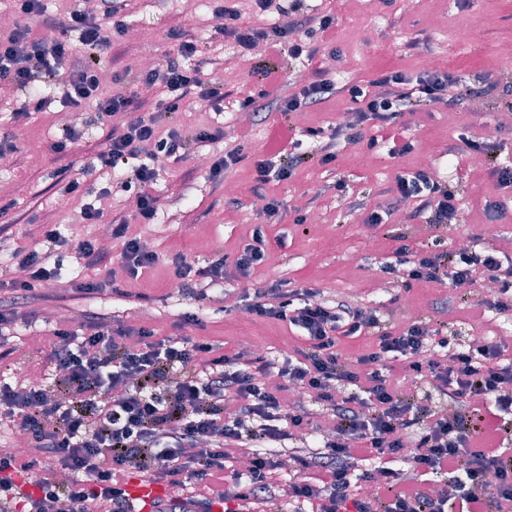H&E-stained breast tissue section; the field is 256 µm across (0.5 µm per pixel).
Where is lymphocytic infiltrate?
<instances>
[{"instance_id":"f902f5d3","label":"lymphocytic infiltrate","mask_w":512,"mask_h":512,"mask_svg":"<svg viewBox=\"0 0 512 512\" xmlns=\"http://www.w3.org/2000/svg\"><path fill=\"white\" fill-rule=\"evenodd\" d=\"M129 0H97L95 9L46 16L42 0H15L16 21L0 33V83L20 93L16 120L28 119L50 103L41 90L63 84L62 102L80 112L94 106L98 121L122 117L94 159L105 168L132 162L125 187L135 188L136 220L151 224L162 211L153 191L159 157L181 158L223 139L221 129L183 136L172 120L188 94L221 109L224 83L206 77L209 51L169 31L176 55L150 69L125 70L140 95L104 92L102 53L126 31ZM302 0H254L258 9L291 12L289 25L254 28L240 10L220 4L217 31L235 47L264 44L267 56L335 55V18L301 10ZM42 20L46 36L33 34ZM490 76L468 82L446 70L419 76L385 71L367 84L337 85L315 71L285 82L273 66L247 83L239 110L260 116H289L315 108L340 93L355 102L350 136L377 147L368 129L398 125L405 113L451 105L483 94ZM313 146L293 139L272 141L253 161L258 186L291 178L302 164L321 166L338 156L335 136L313 131ZM393 193L412 216L443 225L456 212L455 194L426 168L397 174ZM128 221L114 219L119 255L97 238L75 246L97 278L75 281L81 294L120 293L155 267L157 255L128 236ZM11 259L20 276L0 273V358L17 310L41 300L40 286L55 278L37 251L15 248ZM120 260L125 284L112 276ZM173 275L190 300L207 303L224 282L223 259L203 268L176 256ZM380 270L396 287L413 283L451 288L491 280L485 311H512V259L477 246L451 252L414 247L394 238ZM441 302L438 320L395 328L380 309L346 297H327L303 287L259 284L247 295L249 315L299 328L302 348L273 367L266 356L238 350L214 355L212 344L188 336L155 337L112 327L106 317L86 312L70 327L42 338L46 374L0 379V422L26 436L24 451L0 449V512H132L126 477L138 472L173 491L159 512H208L213 500L224 512L241 502L270 507L280 497L309 503L311 512H512V454L504 434L512 426V353L493 339L465 343L450 333ZM372 337L366 353L351 359L338 349L344 338ZM277 369L280 384L266 377ZM420 380L415 390L401 376ZM231 447L251 451L243 470H226ZM293 475L286 486L276 476L284 465Z\"/></svg>"}]
</instances>
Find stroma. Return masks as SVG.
I'll return each mask as SVG.
<instances>
[{
    "mask_svg": "<svg viewBox=\"0 0 512 512\" xmlns=\"http://www.w3.org/2000/svg\"><path fill=\"white\" fill-rule=\"evenodd\" d=\"M312 9H330L336 16V44L340 56L329 75L337 81L353 82L370 79L378 68L392 66L412 73L421 71L426 54L441 58L443 67L465 80L488 73L499 78L493 90L470 98L459 106H435L426 112L404 115L406 135L415 141V151L401 160L383 152L365 148L344 149L335 164L319 166L304 164L290 180L273 186L282 200L278 219L266 222L255 205L253 157L273 138L278 130V116L267 123L253 126L244 150L245 158L229 172L239 191L238 207L225 204L224 187L211 183L206 168L197 155H187L178 162L159 164L156 182L158 194L166 208L153 224L149 245L160 259L158 268L145 277L138 296L107 294L94 298L78 296L71 289L72 279L85 270L74 258H64L57 280L47 287L49 299L39 311L42 319L55 323L61 312L77 316L82 311L112 316L135 325H148L157 335L171 333L172 323L188 310H195L200 325H188L184 335L211 342L224 349L241 345L243 337L251 336L270 355L280 356L282 348L300 344L298 333L281 322L255 320L239 307V297L248 281L226 279L223 292L227 296L225 311L199 305L190 306L171 293L173 279L167 264L174 254H187L197 266H205L218 256H235L250 241L255 228H262L269 247L266 259L257 266L250 281L292 282L309 284L331 295L356 294L366 300L383 303L392 323L406 325L410 315L429 314L435 299L446 296L445 287L416 283L402 293L399 301L388 304V294L381 289L376 263L391 248L390 237L406 233L420 245L436 251L452 250L456 237L471 238L481 234L486 218L480 202L494 200L502 191L490 174L487 164L466 158L454 163L446 149L450 138L458 135L488 136L498 129L505 141L506 154L512 155V125L500 126L499 120L512 106V71L500 70L496 47L512 41V0H470L456 7L454 0H367L359 11H351L347 0H307ZM129 17L133 34L123 46L113 47L102 55L100 65L105 75L121 72L127 63L126 51L137 50L139 39L153 43L157 60L175 48L168 39L170 26L181 25L187 36L210 42L215 51L233 56L235 49L216 34V20L211 0H200L194 10H186L184 0H132ZM464 24L478 26L479 41L461 46L453 37ZM427 29V45L413 46L412 34ZM14 93L0 98V134L14 136L19 148L15 164H0V200L10 203L8 213L0 217V264L19 245L46 251L41 225L58 224L73 239L87 233H101V226L80 224L76 214L63 199L62 181L53 177L55 168L45 151V144L68 125L70 113L60 105H51L44 112L33 113L22 123L13 122L11 110ZM353 104L340 95L317 110L296 112L289 123L295 137L307 130L326 128L349 122ZM433 156L440 165V178L448 182L462 204L452 228H434L401 208L389 220L374 229L367 228L359 216L349 212L346 203L360 197L386 201V192L394 185L400 168L419 166L421 155ZM345 182V194L333 191L336 182ZM317 213L319 223L308 222L309 213ZM512 327V315L488 323L482 315L471 312L448 316L449 330L465 341L478 336H499L512 347V336L505 331Z\"/></svg>",
    "mask_w": 512,
    "mask_h": 512,
    "instance_id": "35a3bbf8",
    "label": "stroma"
}]
</instances>
